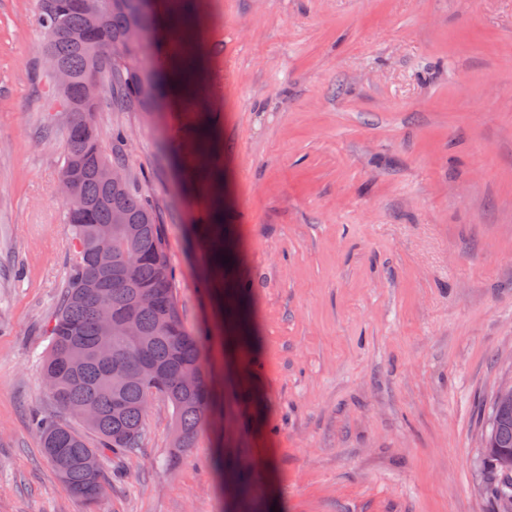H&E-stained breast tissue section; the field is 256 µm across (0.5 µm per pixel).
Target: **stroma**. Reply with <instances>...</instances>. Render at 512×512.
Wrapping results in <instances>:
<instances>
[{
    "label": "stroma",
    "instance_id": "obj_1",
    "mask_svg": "<svg viewBox=\"0 0 512 512\" xmlns=\"http://www.w3.org/2000/svg\"><path fill=\"white\" fill-rule=\"evenodd\" d=\"M39 0H0V512H228L217 451L257 467L275 512H494L485 417L512 377V0H203L206 117L224 221L257 336L241 376L208 360L220 407L177 466L171 408L107 455L94 508L43 458L64 420L40 358L69 266L62 140L38 67ZM133 142L186 326L214 321L178 174L177 111L94 114Z\"/></svg>",
    "mask_w": 512,
    "mask_h": 512
}]
</instances>
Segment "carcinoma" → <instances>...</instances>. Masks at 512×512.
Wrapping results in <instances>:
<instances>
[{
    "mask_svg": "<svg viewBox=\"0 0 512 512\" xmlns=\"http://www.w3.org/2000/svg\"><path fill=\"white\" fill-rule=\"evenodd\" d=\"M136 0H95L97 42L85 44L71 34L89 26L88 16L71 6V0H40L38 24L44 33L42 51H51L72 72L70 86L57 87L48 76V95L55 111L67 117L63 124L48 123L43 140L58 135L63 140L59 180L69 186L65 199L66 229L70 241V266L61 284L54 319L47 328L49 345L41 361L42 373L57 378L50 391L61 410L91 430L98 444L90 445L81 432L56 419L36 420L35 430L45 460L77 499L97 502L106 488L103 469L89 474L77 465L86 454L103 460L106 452L130 454L141 447L148 398L163 395L172 408L174 436L172 461L177 463L193 447L198 430L214 418L211 380L206 370L209 337L189 331L182 320L164 225L147 195L135 190L132 178L112 187L94 175L99 164L129 168V135L113 136L105 151L99 129L92 120L99 100L109 97L117 110H152L167 106L166 75L140 65L142 44L127 41L131 29L149 34L163 27L168 48L179 56L172 79L191 82L192 52L184 47L185 35L174 27L175 6L189 9L188 0H163L160 15L142 12ZM98 86L86 94V85ZM187 133L175 148L185 162L184 176L193 181L216 135L197 111V93L190 88L180 102ZM212 224L202 247L209 257L206 276L224 279V200H212ZM121 210L124 224L113 223ZM107 247L112 265L93 262L94 253ZM140 296L147 305L134 306ZM253 336H240L238 357L252 366ZM512 451V404L490 403L487 413L484 464L491 469L492 498L512 494V471L495 465L494 453ZM212 467L237 485H252V468L241 457L224 460L217 452Z\"/></svg>",
    "mask_w": 512,
    "mask_h": 512,
    "instance_id": "cac0c4a2",
    "label": "carcinoma"
}]
</instances>
